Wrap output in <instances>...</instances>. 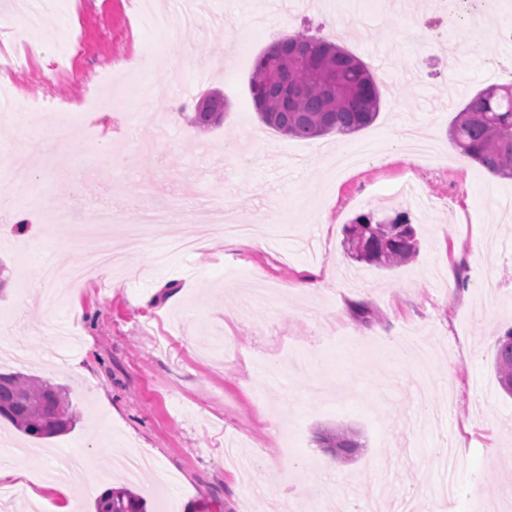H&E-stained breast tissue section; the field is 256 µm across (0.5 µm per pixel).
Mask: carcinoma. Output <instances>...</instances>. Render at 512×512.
Listing matches in <instances>:
<instances>
[{
    "label": "carcinoma",
    "mask_w": 512,
    "mask_h": 512,
    "mask_svg": "<svg viewBox=\"0 0 512 512\" xmlns=\"http://www.w3.org/2000/svg\"><path fill=\"white\" fill-rule=\"evenodd\" d=\"M259 121L286 136L347 135L370 126L381 107V88L371 70L343 47L323 37L295 35L269 45L256 59L250 81ZM229 104L209 92L195 104L190 124L220 125ZM451 143L488 172L512 178V83L491 86L473 97L449 128ZM373 214L344 227V246L359 262L392 268L418 254L416 232L405 213L380 230ZM494 364L501 388L512 384V328L495 341ZM0 417L27 436L47 439L76 423L65 393L21 372H0ZM339 459L352 458L361 443L347 427L321 433ZM96 512H145L143 501L123 488L96 500Z\"/></svg>",
    "instance_id": "cac0c4a2"
}]
</instances>
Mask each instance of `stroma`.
<instances>
[{
    "label": "stroma",
    "mask_w": 512,
    "mask_h": 512,
    "mask_svg": "<svg viewBox=\"0 0 512 512\" xmlns=\"http://www.w3.org/2000/svg\"><path fill=\"white\" fill-rule=\"evenodd\" d=\"M210 0L186 28L189 67L168 66L154 17L159 0H55L42 28L25 30L29 0H0V53L33 49L29 67L0 68L14 103L78 108L91 88L107 89L151 71L165 107L130 100L73 124L60 167H36L14 181L7 157L35 153L32 131L14 129L0 109V180L15 184V229L36 246L0 293V331L25 354L0 360L67 394L79 420L69 433L36 439L0 419V444L31 448L26 470L40 475L60 455L100 468L106 450L136 449L148 460L137 482L112 471L108 488L127 487L147 512H512V398L498 384L494 343L512 328V179L490 174L452 146L448 128L489 78V61L512 44L489 31L464 33L470 0H449L443 42L414 45L417 13L397 0L371 14L372 0ZM252 31L236 47L232 32ZM297 33L334 41L382 83L380 114L346 136L312 139L264 128L250 94L255 60L271 39ZM229 102L223 126L201 130L187 115L206 92ZM435 139L433 159L398 147L402 129ZM378 141L384 161L367 158L345 176L330 164L338 144ZM170 153L172 170L148 184L131 180L145 147ZM91 174L130 212L150 202L179 205L177 188L205 186L208 203L263 229L274 247L206 230L190 258L169 256L162 230L138 248L115 237L120 268L81 288L40 298L23 280L43 264L67 271L81 260L84 224L55 235L43 219L61 207L86 208L72 185ZM418 183L430 207L395 194ZM373 213L404 212L419 252L379 268L349 258L343 227ZM324 286L297 291L308 272ZM365 304L369 321L352 312ZM81 318H74V309ZM287 345L309 364L303 374L267 377L262 366ZM357 432L360 452L340 460L317 440L323 430Z\"/></svg>",
    "instance_id": "1"
}]
</instances>
